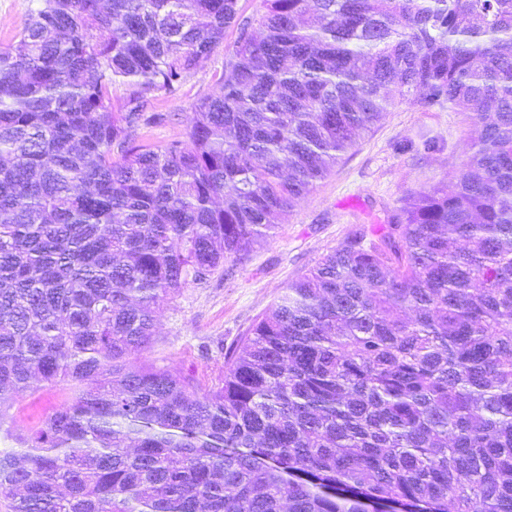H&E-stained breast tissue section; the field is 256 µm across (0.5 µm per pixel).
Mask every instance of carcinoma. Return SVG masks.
Here are the masks:
<instances>
[{
  "label": "carcinoma",
  "instance_id": "obj_1",
  "mask_svg": "<svg viewBox=\"0 0 512 512\" xmlns=\"http://www.w3.org/2000/svg\"><path fill=\"white\" fill-rule=\"evenodd\" d=\"M39 0L0 48V450L11 512H512V0ZM182 139L156 94L224 45ZM402 98L480 129L288 284L200 390L144 367L155 307L273 236ZM37 389L21 394H7L8 400L3 408V423L0 433V448H14L20 445L14 439H4L6 429L18 433H27L30 429L38 428L52 410L61 403L65 392L61 386L43 385L38 383ZM2 435V437H1Z\"/></svg>",
  "mask_w": 512,
  "mask_h": 512
}]
</instances>
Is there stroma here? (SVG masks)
<instances>
[{
    "mask_svg": "<svg viewBox=\"0 0 512 512\" xmlns=\"http://www.w3.org/2000/svg\"><path fill=\"white\" fill-rule=\"evenodd\" d=\"M238 31L229 28L224 45L186 76L177 91L154 102L164 121L140 130L145 141L162 145L183 135L197 102L216 89V76L230 57ZM476 131L466 114L447 107L402 101L360 135L357 144L282 221L274 238L232 271L189 285L156 308L151 347L132 353L138 364L169 365L210 388L224 378L231 352L283 288L355 232L386 223L411 191L441 178L455 181ZM58 386L39 385L9 395L0 408V427L15 434L42 425L61 403ZM0 437V448L15 447Z\"/></svg>",
    "mask_w": 512,
    "mask_h": 512,
    "instance_id": "obj_1",
    "label": "stroma"
}]
</instances>
